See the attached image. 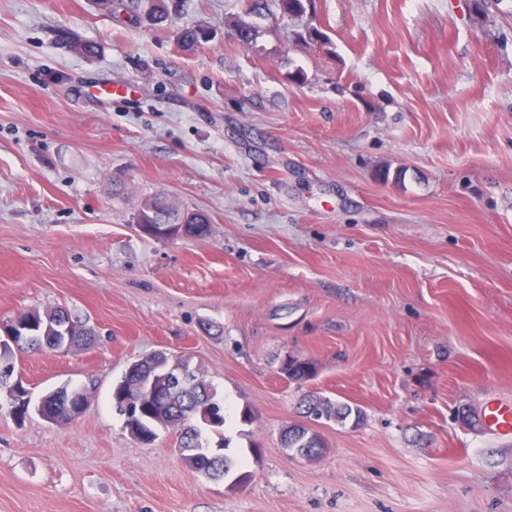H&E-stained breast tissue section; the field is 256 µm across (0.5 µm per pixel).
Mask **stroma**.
<instances>
[{"label":"stroma","instance_id":"35a3bbf8","mask_svg":"<svg viewBox=\"0 0 512 512\" xmlns=\"http://www.w3.org/2000/svg\"><path fill=\"white\" fill-rule=\"evenodd\" d=\"M175 4L153 27L0 0V325L60 305L95 332L17 354L32 398L89 403L64 425L0 409V512H512V436L481 419L512 401V0ZM191 25L215 39L184 51ZM157 194L210 235L141 232ZM160 350L223 398L226 478L113 407ZM289 354L305 385L279 375ZM307 390L364 414L313 424L312 460L281 442ZM282 365H284V368H282ZM314 369L315 367L310 361L287 355V360H285V357L282 359L278 367V373L286 379L283 372H287L288 381L301 384L314 376Z\"/></svg>","mask_w":512,"mask_h":512}]
</instances>
